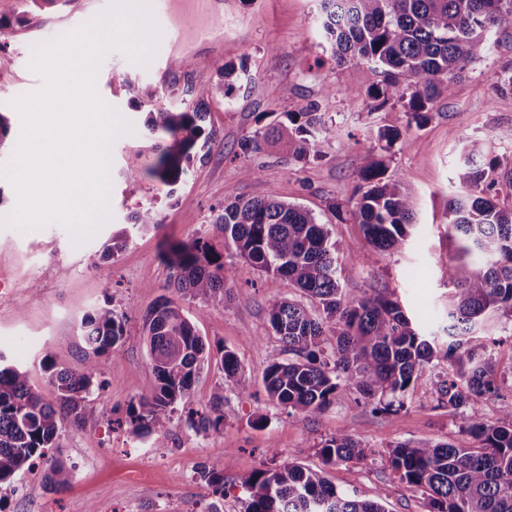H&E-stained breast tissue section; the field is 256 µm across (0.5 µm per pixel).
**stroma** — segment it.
<instances>
[{
  "mask_svg": "<svg viewBox=\"0 0 512 512\" xmlns=\"http://www.w3.org/2000/svg\"><path fill=\"white\" fill-rule=\"evenodd\" d=\"M79 15L74 0H0V19L10 23L0 32V111L10 119L0 140V162L11 158L22 128L6 101L43 86L27 67L31 45L45 32L59 36L74 30ZM195 52L196 66L179 69L166 88L155 92L134 80L135 66L122 54L105 60L97 92L133 130L112 146L111 218L88 241L74 245L57 225L40 230L7 226L17 194L0 177V354L27 370L31 384L44 390V356L83 371L85 344L77 324L85 313L110 304L127 316L118 356L102 359L94 377V414L80 426L63 429L53 451L72 472L70 486L50 491L41 466L19 473L0 487V512H86L91 506L96 512H244L249 493L242 479L288 458L325 469L337 489L378 500L388 512H426L423 495L401 479L388 453L398 444L427 441L477 447L465 430L468 410L450 407L437 392L448 371L446 360L438 357L426 366L399 413L373 411L346 388L325 412L304 418L271 401L262 381L272 358L289 357L267 313L274 302L291 297L292 289L254 270L230 249L224 253V264L234 273L230 297L223 308L211 309L168 288L163 253L170 243L209 235L213 206L255 193V185L240 173L247 165L281 199L312 210L349 247L351 259L338 262L348 294L391 295L423 333L446 347L443 328L455 282L480 258L462 254L461 241L447 236L444 203L455 189L460 152L468 142H480L487 158L499 161L500 171L512 169V92L498 88L499 76L512 71V30L493 34L482 58L451 81L432 119L420 128L409 126L396 101L367 111L368 93L383 76L369 64H336L319 25L318 0H224L223 56L212 57L206 45ZM227 65L246 66L249 79L230 97L213 96L207 86ZM196 105L218 138L171 192L146 175L156 157L147 115ZM312 105L336 129L333 139L318 144L315 158L298 162L269 144L242 152L241 142L259 126H272L284 113ZM388 125L406 131L404 146L392 148L387 160L417 203V224L404 248L394 253L375 251L350 213L361 157L379 148L378 130ZM150 205L159 214V227L132 225L131 215ZM115 236L126 237V246L102 259L103 244ZM451 265L456 268L452 278L446 273ZM163 297L184 310L206 344L207 361L195 382L196 407L207 410L213 389L223 386L219 429L192 428L178 412L166 438L136 434L125 423L130 401L151 395L156 385L143 316ZM485 333L498 341L492 360L505 391L477 412L495 423L512 408V322L492 317ZM227 350L241 364L233 378L220 368ZM342 432L374 449V456L325 465L322 442ZM274 448L279 451L275 458L270 455ZM218 452L224 469L220 494L201 475Z\"/></svg>",
  "mask_w": 512,
  "mask_h": 512,
  "instance_id": "stroma-1",
  "label": "stroma"
}]
</instances>
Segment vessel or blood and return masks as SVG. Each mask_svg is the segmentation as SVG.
<instances>
[{"label": "vessel or blood", "instance_id": "obj_1", "mask_svg": "<svg viewBox=\"0 0 512 512\" xmlns=\"http://www.w3.org/2000/svg\"><path fill=\"white\" fill-rule=\"evenodd\" d=\"M152 12L165 37L163 49L148 66L152 88L167 87L180 49L197 44L223 46L224 14L217 0H151Z\"/></svg>", "mask_w": 512, "mask_h": 512}]
</instances>
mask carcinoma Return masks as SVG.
Instances as JSON below:
<instances>
[{
  "instance_id": "cac0c4a2",
  "label": "carcinoma",
  "mask_w": 512,
  "mask_h": 512,
  "mask_svg": "<svg viewBox=\"0 0 512 512\" xmlns=\"http://www.w3.org/2000/svg\"><path fill=\"white\" fill-rule=\"evenodd\" d=\"M320 24L338 64L366 63L381 69L383 86L370 94L371 110L401 102L412 121H430L434 103L448 92L453 78L485 52L489 36L512 29V0H320ZM247 77L245 68L225 69L209 91L229 95L233 81ZM200 107L182 112H153L147 128L159 134L156 158L147 175L176 186L216 142V131L203 125ZM287 121L270 130H255L242 150L259 148L273 138L289 156H317L320 141L335 135L315 110L286 113ZM383 150L404 142L397 126L378 130ZM475 143L467 146L457 169L465 193L450 194L445 204L446 233L463 241L462 249L487 261L474 270L448 306L444 358L451 371L439 383L440 396L456 409L473 410L466 427L481 443L464 448L446 442L400 444L389 452L391 466L407 484L425 496L427 512H512V410L496 424L474 410L500 396L501 380L488 354L487 339L478 335L488 316L512 321V210L498 208L492 173L498 163L482 161ZM242 175L256 183L253 196L217 209L212 230L254 269L283 278L316 305L284 298L272 305L268 321L293 358H272L262 380L270 399L305 416L323 413L343 388L358 392L377 410L400 411L406 392L420 381L425 365L438 357L435 340L423 334L400 304L384 295L351 297L337 276L344 251L330 229L309 209L282 200L264 186L251 168ZM361 185L351 212L375 250L402 249L415 224V203L385 156L370 150L361 159ZM136 225L160 224L158 212L146 206L133 216ZM170 285L200 298L212 309L224 307V288L232 271L224 253L206 238L175 242L165 251ZM126 316L112 304L87 313L79 326L90 358L87 370L60 367L46 356L50 396L33 388L28 372L0 355V485L36 464L57 447L66 424L77 425L94 413L88 397L100 359L118 353ZM144 339L156 386L149 397L130 404L128 424L136 433L165 437L177 407L188 409V421L200 430L224 422V387L214 388L209 410L198 417L194 384L206 360V344L194 322L168 299H159L143 316ZM327 464L361 461L375 455L350 434L338 433L320 449ZM202 476L221 491L222 460L215 455ZM71 471L57 461L49 465L46 483L52 491L70 486ZM249 491L245 512H386L377 501L336 489L325 471L285 461L242 479Z\"/></svg>"
}]
</instances>
